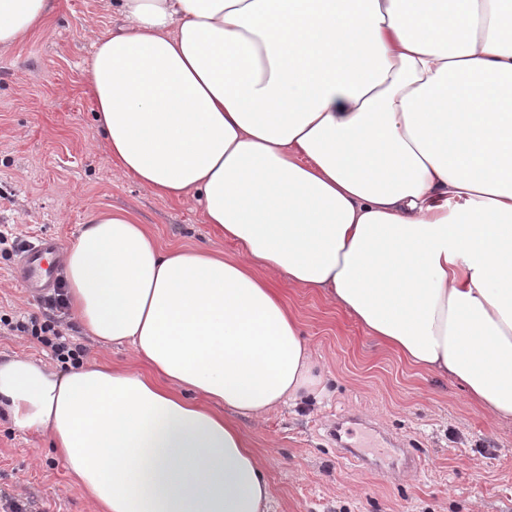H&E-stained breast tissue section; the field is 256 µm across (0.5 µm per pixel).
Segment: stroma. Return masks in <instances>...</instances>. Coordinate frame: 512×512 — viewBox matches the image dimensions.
I'll use <instances>...</instances> for the list:
<instances>
[{
	"instance_id": "obj_1",
	"label": "stroma",
	"mask_w": 512,
	"mask_h": 512,
	"mask_svg": "<svg viewBox=\"0 0 512 512\" xmlns=\"http://www.w3.org/2000/svg\"><path fill=\"white\" fill-rule=\"evenodd\" d=\"M120 22L111 0H59L58 13L24 41L0 49V226L24 241L67 244L94 211L125 209L160 246L232 254L195 201L157 197L120 173L86 92L96 38ZM0 254V316L37 312ZM285 302L328 370V399L284 407L262 423L241 419L265 463L270 512H512V426L492 421L450 380L410 366L317 292L280 282ZM364 417L353 436L365 456L400 438L421 470H368L337 451V417ZM0 489L43 512H92L46 436L0 412Z\"/></svg>"
}]
</instances>
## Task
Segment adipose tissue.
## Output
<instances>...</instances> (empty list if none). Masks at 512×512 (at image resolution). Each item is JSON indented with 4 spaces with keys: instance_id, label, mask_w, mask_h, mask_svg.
Instances as JSON below:
<instances>
[{
    "instance_id": "obj_1",
    "label": "adipose tissue",
    "mask_w": 512,
    "mask_h": 512,
    "mask_svg": "<svg viewBox=\"0 0 512 512\" xmlns=\"http://www.w3.org/2000/svg\"><path fill=\"white\" fill-rule=\"evenodd\" d=\"M58 0H0V48ZM87 87L120 171L200 200L227 256L90 213L72 311L148 371L0 361L95 512H269L237 420L326 387L274 287L321 292L512 424V0H112Z\"/></svg>"
}]
</instances>
